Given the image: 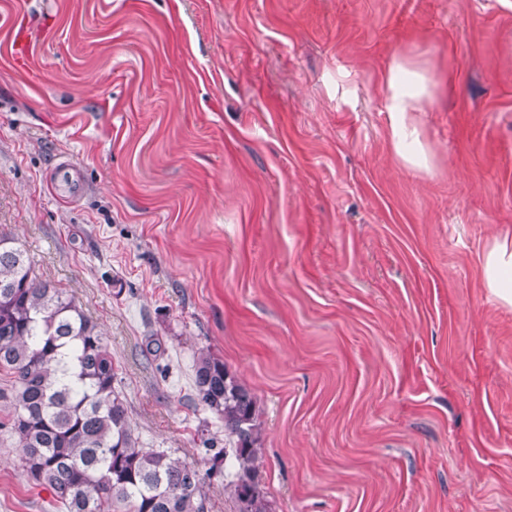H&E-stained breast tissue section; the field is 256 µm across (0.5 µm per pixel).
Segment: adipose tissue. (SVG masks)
Masks as SVG:
<instances>
[{"label": "adipose tissue", "mask_w": 512, "mask_h": 512, "mask_svg": "<svg viewBox=\"0 0 512 512\" xmlns=\"http://www.w3.org/2000/svg\"><path fill=\"white\" fill-rule=\"evenodd\" d=\"M387 87L385 107L391 115L395 153L409 167H425V150L412 118L417 102L427 93L425 77L410 66L397 64L388 72ZM483 271L490 292L512 306V246L494 243L484 256Z\"/></svg>", "instance_id": "1"}]
</instances>
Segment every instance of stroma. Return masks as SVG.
Wrapping results in <instances>:
<instances>
[{
	"label": "stroma",
	"mask_w": 512,
	"mask_h": 512,
	"mask_svg": "<svg viewBox=\"0 0 512 512\" xmlns=\"http://www.w3.org/2000/svg\"><path fill=\"white\" fill-rule=\"evenodd\" d=\"M400 60L436 85L425 171L393 150ZM0 232L99 324L145 447H223L207 348L256 396L273 512H512V307L483 277L512 0H0ZM10 392L0 512H60ZM66 178L69 183L64 191H60V176ZM51 192L60 199L72 200L78 198L84 192V185L81 183L78 172L74 165L63 162L54 170L52 181L48 182Z\"/></svg>",
	"instance_id": "stroma-1"
}]
</instances>
